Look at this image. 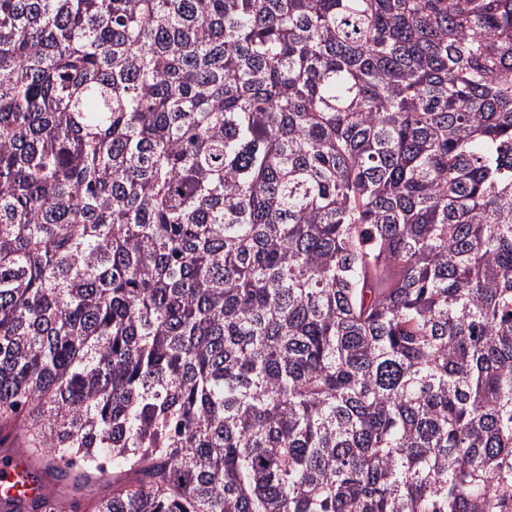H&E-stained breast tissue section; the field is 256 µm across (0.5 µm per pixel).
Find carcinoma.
I'll list each match as a JSON object with an SVG mask.
<instances>
[{"mask_svg": "<svg viewBox=\"0 0 512 512\" xmlns=\"http://www.w3.org/2000/svg\"><path fill=\"white\" fill-rule=\"evenodd\" d=\"M15 425L89 512H512V0H0ZM75 472L65 479H56L44 475L45 484L50 487L55 496L68 506L70 502L78 501L82 505L96 499L112 490V464L108 463L103 475L98 474V480L87 486L74 484Z\"/></svg>", "mask_w": 512, "mask_h": 512, "instance_id": "1", "label": "carcinoma"}]
</instances>
